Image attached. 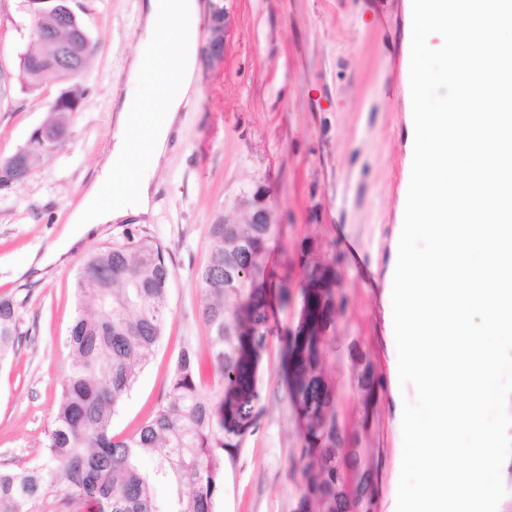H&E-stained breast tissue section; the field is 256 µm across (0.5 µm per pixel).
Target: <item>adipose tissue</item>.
<instances>
[{
    "mask_svg": "<svg viewBox=\"0 0 512 512\" xmlns=\"http://www.w3.org/2000/svg\"><path fill=\"white\" fill-rule=\"evenodd\" d=\"M198 0H143L139 48L129 76L152 69L153 85L140 109H132L120 91H113L115 133L97 178L88 184L58 237L39 256H30L27 269H42L61 261L102 224L152 213L155 173L168 158L181 110L188 105L195 81L197 45L184 37L186 20L197 18ZM146 138V152L133 150ZM133 173L131 186H123L124 173Z\"/></svg>",
    "mask_w": 512,
    "mask_h": 512,
    "instance_id": "ef3b65f1",
    "label": "adipose tissue"
}]
</instances>
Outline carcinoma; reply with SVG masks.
<instances>
[{
    "mask_svg": "<svg viewBox=\"0 0 512 512\" xmlns=\"http://www.w3.org/2000/svg\"><path fill=\"white\" fill-rule=\"evenodd\" d=\"M48 57L44 45L37 56H25L24 77L49 74ZM273 232L272 224L211 225L210 256L196 277L204 292L201 312L213 380L202 384L200 358L182 349L153 414L121 440L112 435V420L161 340L172 270L163 246L146 238L128 236L87 255L75 295L104 298L110 306L79 313L71 326V369L42 459L19 471H0V512H32L59 475L69 512H217L226 462L255 424L258 361L273 330L274 306L292 298L288 285L268 279L242 255L237 287H224V259L247 244L263 251ZM299 298L313 311L310 335L287 333L283 341L289 394L302 420V500L316 504L317 512H375V496L360 494L374 482L373 471L361 466L359 449L339 436L334 386L324 374L336 338L318 331L334 327L338 304L322 303L316 289L303 285ZM18 308L16 300L0 298V364L28 336ZM358 380L376 394L380 382L370 362L358 368ZM343 448L358 466L349 498L336 496ZM161 485L168 488L164 498L156 494Z\"/></svg>",
    "mask_w": 512,
    "mask_h": 512,
    "instance_id": "obj_1",
    "label": "carcinoma"
}]
</instances>
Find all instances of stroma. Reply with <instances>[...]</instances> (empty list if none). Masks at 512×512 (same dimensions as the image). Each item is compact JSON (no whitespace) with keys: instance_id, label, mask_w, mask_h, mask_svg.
Returning <instances> with one entry per match:
<instances>
[{"instance_id":"35a3bbf8","label":"stroma","mask_w":512,"mask_h":512,"mask_svg":"<svg viewBox=\"0 0 512 512\" xmlns=\"http://www.w3.org/2000/svg\"><path fill=\"white\" fill-rule=\"evenodd\" d=\"M228 18L224 58L198 57L196 93L180 132L154 177L148 221L99 225L39 276L18 275L33 252L52 242L81 191L98 173L112 124L111 82L137 52L142 0H82L80 17L94 46L90 65L68 79L23 77L21 57L37 47L23 0H0V162L28 141L66 90L82 94L65 139L22 182L0 189V297L19 303L30 338L0 367V468L41 460L61 389L70 372L66 346L80 308L75 276L83 259L125 234L162 244L173 271L161 341L112 433L133 434L164 394L184 347L207 352L197 271L207 263L210 226L243 221V195L262 190L276 235L266 262L298 291V256L311 245L336 270V353L324 372L336 386L341 433L358 438L376 476L377 508L391 512L403 450V402L389 319L387 275L403 222L411 164V27L408 0H200L184 34L206 46L213 2ZM371 360L383 387L367 402L349 350ZM284 346L269 337L262 355L261 399L252 434L229 465L219 512H299L300 423L282 379Z\"/></svg>"}]
</instances>
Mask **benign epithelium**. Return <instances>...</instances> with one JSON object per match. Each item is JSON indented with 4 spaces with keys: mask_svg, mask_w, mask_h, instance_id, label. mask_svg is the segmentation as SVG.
Here are the masks:
<instances>
[{
    "mask_svg": "<svg viewBox=\"0 0 512 512\" xmlns=\"http://www.w3.org/2000/svg\"><path fill=\"white\" fill-rule=\"evenodd\" d=\"M30 12L40 18L45 25L49 26V35L44 37L48 42L51 56L54 63L51 69L60 76L72 75V68L76 52L82 40L86 39V33L78 27L79 14L75 10L77 0H66V5H58V0H26ZM63 20L69 28L70 38L65 42H57L54 23ZM226 12L218 5L213 6L210 24V36L206 48V58L213 61H220L224 57L226 42ZM65 135L63 131H56L47 125L35 128L30 134V139H39L43 142L54 143ZM242 206L247 213L249 224H270L272 215L270 209L265 205L261 194L256 192L252 197L242 201Z\"/></svg>",
    "mask_w": 512,
    "mask_h": 512,
    "instance_id": "obj_1",
    "label": "benign epithelium"
}]
</instances>
